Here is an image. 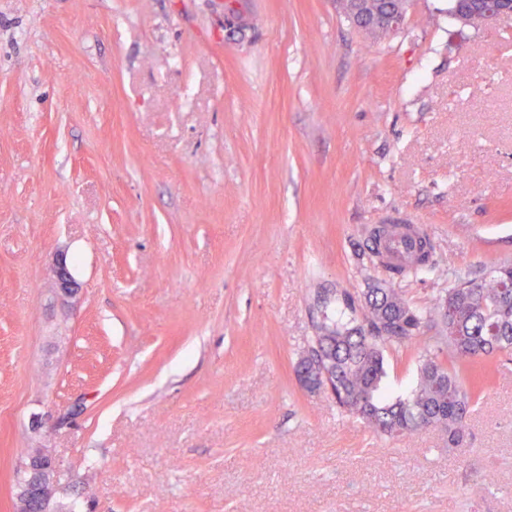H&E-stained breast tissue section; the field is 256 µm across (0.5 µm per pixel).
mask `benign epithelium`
Segmentation results:
<instances>
[{"instance_id": "7a95c632", "label": "benign epithelium", "mask_w": 512, "mask_h": 512, "mask_svg": "<svg viewBox=\"0 0 512 512\" xmlns=\"http://www.w3.org/2000/svg\"><path fill=\"white\" fill-rule=\"evenodd\" d=\"M390 0H354L355 24L370 27H384L391 31L400 29L405 21L406 12L393 8ZM484 19L487 23L504 18H512V9L500 7L495 0H486ZM57 298L63 302L72 298L78 288L75 287L67 260L57 259ZM20 470L27 475V480L14 486L17 512H56L55 493L64 472L49 448H34L20 463Z\"/></svg>"}]
</instances>
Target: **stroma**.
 Masks as SVG:
<instances>
[{
	"mask_svg": "<svg viewBox=\"0 0 512 512\" xmlns=\"http://www.w3.org/2000/svg\"><path fill=\"white\" fill-rule=\"evenodd\" d=\"M376 224L422 226L440 274L391 277ZM505 260L512 19L412 0L372 39L336 0H0V512L37 446L59 512H512V361L454 448L294 374L341 291L429 309ZM417 365L390 356L386 396ZM488 5L484 11V19L486 23L496 22L504 18H512V9L500 7L495 1L483 0ZM483 16L479 12H472L463 21L464 26L478 27L484 23ZM55 273L58 283L57 298L63 302L68 301L76 294L78 288L75 287V281L68 269L66 257L57 259Z\"/></svg>",
	"mask_w": 512,
	"mask_h": 512,
	"instance_id": "obj_1",
	"label": "stroma"
}]
</instances>
